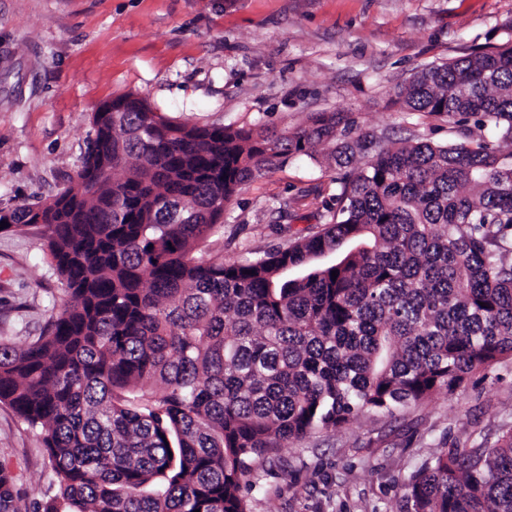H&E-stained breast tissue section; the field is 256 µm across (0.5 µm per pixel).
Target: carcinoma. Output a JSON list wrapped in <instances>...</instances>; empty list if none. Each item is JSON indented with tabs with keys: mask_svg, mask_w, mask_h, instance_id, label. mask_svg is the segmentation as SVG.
Listing matches in <instances>:
<instances>
[{
	"mask_svg": "<svg viewBox=\"0 0 512 512\" xmlns=\"http://www.w3.org/2000/svg\"><path fill=\"white\" fill-rule=\"evenodd\" d=\"M123 98L93 113L75 180L0 215L42 229L67 293L26 347L0 344V404L39 431L56 484L38 512H250L247 477L274 450L512 356V42L399 89L448 119L445 144L341 112L189 126ZM318 152L336 171L319 223L241 261L197 256L238 189ZM13 487L0 465V512ZM405 499L512 512V430L440 449Z\"/></svg>",
	"mask_w": 512,
	"mask_h": 512,
	"instance_id": "1",
	"label": "carcinoma"
}]
</instances>
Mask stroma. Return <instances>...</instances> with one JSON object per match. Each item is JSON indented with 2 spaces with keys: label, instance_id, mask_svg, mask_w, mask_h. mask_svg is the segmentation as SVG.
Instances as JSON below:
<instances>
[{
  "label": "stroma",
  "instance_id": "obj_1",
  "mask_svg": "<svg viewBox=\"0 0 512 512\" xmlns=\"http://www.w3.org/2000/svg\"><path fill=\"white\" fill-rule=\"evenodd\" d=\"M512 0H0V209L75 180L92 114L127 93L191 125L294 129L347 112L367 130L450 141L448 121L406 112L400 85L430 63L504 43ZM334 173L305 156L243 186L205 256L283 241L270 226L287 200L291 232L318 223ZM40 230L0 231V343L46 327L64 289ZM512 428V357L489 377L390 418L362 413L277 449L251 476V512H406L403 484L426 457ZM0 464L14 506L51 492L39 434L0 404Z\"/></svg>",
  "mask_w": 512,
  "mask_h": 512
}]
</instances>
